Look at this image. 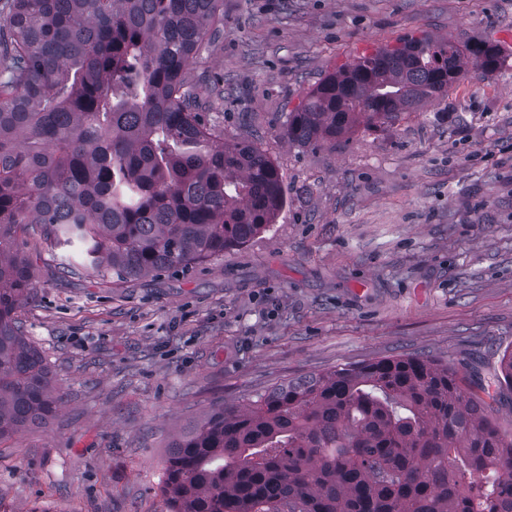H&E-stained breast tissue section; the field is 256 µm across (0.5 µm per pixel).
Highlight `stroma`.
<instances>
[{"mask_svg": "<svg viewBox=\"0 0 512 512\" xmlns=\"http://www.w3.org/2000/svg\"><path fill=\"white\" fill-rule=\"evenodd\" d=\"M512 0H224L202 107L283 175L276 224L208 262L128 282L63 267L38 236L18 315L64 402L0 443V512H167L172 436L219 402L386 356L490 384L512 349ZM497 44L443 100L336 143L291 144L286 112L399 39Z\"/></svg>", "mask_w": 512, "mask_h": 512, "instance_id": "1", "label": "stroma"}]
</instances>
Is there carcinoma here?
Here are the masks:
<instances>
[{
	"label": "carcinoma",
	"instance_id": "cac0c4a2",
	"mask_svg": "<svg viewBox=\"0 0 512 512\" xmlns=\"http://www.w3.org/2000/svg\"><path fill=\"white\" fill-rule=\"evenodd\" d=\"M224 25V0H0V441L45 429L62 395L18 309L35 293L19 246L99 278L184 269L244 246L285 205L257 144L198 112L190 66ZM497 46L431 37L326 75L281 137L334 141L443 99ZM436 358L384 357L218 404L166 449L168 512H512V438L490 392ZM494 384L512 390V350Z\"/></svg>",
	"mask_w": 512,
	"mask_h": 512
}]
</instances>
